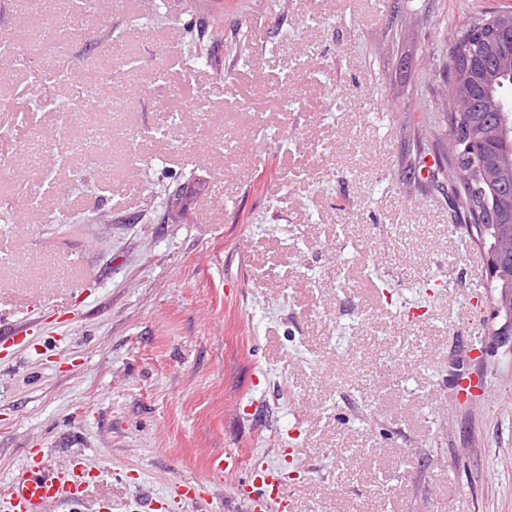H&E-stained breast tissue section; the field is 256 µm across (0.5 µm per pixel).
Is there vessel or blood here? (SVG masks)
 I'll return each mask as SVG.
<instances>
[{"label":"vessel or blood","mask_w":512,"mask_h":512,"mask_svg":"<svg viewBox=\"0 0 512 512\" xmlns=\"http://www.w3.org/2000/svg\"><path fill=\"white\" fill-rule=\"evenodd\" d=\"M96 470V461L89 457L81 458L74 467L48 468L44 465L43 450L29 449L24 472L9 486L11 512H53L56 507L75 503ZM283 481L280 468L254 469L250 489L240 496L245 512H289Z\"/></svg>","instance_id":"vessel-or-blood-1"}]
</instances>
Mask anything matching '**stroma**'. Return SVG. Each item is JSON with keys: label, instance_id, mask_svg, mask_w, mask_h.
<instances>
[{"label": "stroma", "instance_id": "obj_1", "mask_svg": "<svg viewBox=\"0 0 512 512\" xmlns=\"http://www.w3.org/2000/svg\"><path fill=\"white\" fill-rule=\"evenodd\" d=\"M505 4L0 0V490L42 448L98 465L59 512H198L188 482L239 512L233 452L292 512H512V343L443 94ZM80 82L111 126L70 124Z\"/></svg>", "mask_w": 512, "mask_h": 512}]
</instances>
